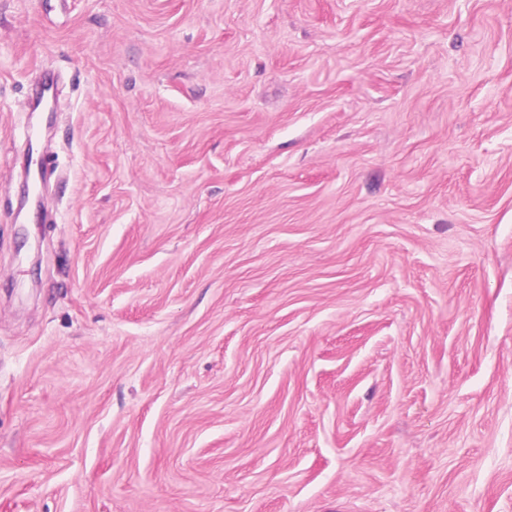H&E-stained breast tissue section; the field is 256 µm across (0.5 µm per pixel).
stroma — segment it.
I'll list each match as a JSON object with an SVG mask.
<instances>
[{
    "label": "stroma",
    "mask_w": 512,
    "mask_h": 512,
    "mask_svg": "<svg viewBox=\"0 0 512 512\" xmlns=\"http://www.w3.org/2000/svg\"><path fill=\"white\" fill-rule=\"evenodd\" d=\"M0 512H512V0H0Z\"/></svg>",
    "instance_id": "35a3bbf8"
}]
</instances>
